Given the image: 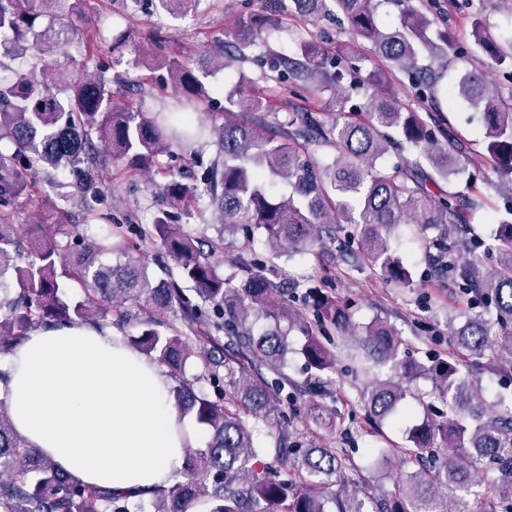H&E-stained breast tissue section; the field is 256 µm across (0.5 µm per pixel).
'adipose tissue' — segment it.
I'll return each mask as SVG.
<instances>
[{
	"label": "adipose tissue",
	"mask_w": 512,
	"mask_h": 512,
	"mask_svg": "<svg viewBox=\"0 0 512 512\" xmlns=\"http://www.w3.org/2000/svg\"><path fill=\"white\" fill-rule=\"evenodd\" d=\"M4 369L0 401L16 433L81 483L149 500L198 444L165 370L110 330L35 328Z\"/></svg>",
	"instance_id": "1"
}]
</instances>
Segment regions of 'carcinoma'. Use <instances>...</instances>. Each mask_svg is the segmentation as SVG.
<instances>
[{"instance_id":"cac0c4a2","label":"carcinoma","mask_w":512,"mask_h":512,"mask_svg":"<svg viewBox=\"0 0 512 512\" xmlns=\"http://www.w3.org/2000/svg\"><path fill=\"white\" fill-rule=\"evenodd\" d=\"M332 2L347 20L348 42L339 46L337 56L354 71L347 51L359 41L367 42L382 58L384 70L367 73L348 91L340 86L343 73L327 68L317 38L300 48L297 59L279 56V66L293 77L296 89L312 94L334 85L337 97L335 111L294 112L288 130L276 135L261 129V117L237 119L234 107L248 113L264 107L262 99L241 89L227 97L230 108L224 122L209 125L198 118L194 106L207 89L182 62L168 63L174 100L170 109L147 116L122 107L99 69L85 66L77 74L58 60L76 34L72 14L79 0H0V141L7 139L15 146L12 154H0V352L12 351L38 326L93 323L104 328L114 320L127 321L135 309L142 318L133 349L155 356L176 374L192 355L191 334L198 322L211 317L217 330L237 332L253 315L273 323L257 339H248L273 370L288 355L292 329L305 333L300 354L315 396L322 376L334 368L333 355L310 333L301 314L283 315L278 286L262 271L218 275L210 261L218 243L241 229L256 230L274 253L319 254L336 225L350 224L361 240V263L379 269L390 283L406 286L413 281L412 269L389 245L396 229L413 226L425 248L440 253L465 239L463 194L431 189L437 179L460 172L464 155L444 129L430 127L391 92L370 94L371 88L385 85L386 75L395 69L435 92L434 66L447 58L453 42L445 35L439 44L431 41L430 21L415 8L405 10L399 25L385 31L376 20L375 0ZM199 3L157 0V6L170 13L190 11ZM292 3L296 14L312 21L330 12L327 0ZM281 24L277 12L241 18L234 34L237 48L264 41ZM473 37L477 49L496 65H512L511 39V47H502L478 21ZM426 49L430 55L424 65L420 60ZM45 55L57 60L38 71L23 73L5 64L7 59L27 56L40 61ZM352 90L368 96L361 119L345 110ZM450 97L480 110L487 153L509 188L502 191L504 216L493 233L490 250L497 252V262L492 267L469 257L470 247L460 258H432L438 271L471 296L462 323L448 319V334L472 355L489 350L512 367V104L488 75L478 71L465 72ZM204 138L214 139L222 158L206 178L205 189L172 175L162 192L177 205L206 194L212 206L210 223L221 225L218 242L204 253L199 238L169 223L165 215L139 231L140 238L160 242L175 263L177 282L150 276L138 256L139 245L117 228L104 239L82 235L79 252L65 259L54 231L43 229L26 246L13 224L11 205L31 191L30 171L83 166L84 179L76 190L86 199L87 221L105 224L110 216L99 208L93 191L102 155L150 180L160 155L178 150L190 156ZM314 146L332 148V161L314 162ZM395 147L417 153L426 165L416 160L381 172L377 161ZM277 179L288 183V196L273 191ZM431 229L438 231L434 239L428 237ZM112 253L123 261L98 262V256ZM60 262L68 267L64 274L85 287L83 299L74 301L68 295L57 274ZM180 281L193 285L195 297L183 293ZM176 312L185 323L184 331L157 318ZM364 336L396 372V377L364 391L375 420L393 422L408 411V384L418 376L429 377L448 404L447 417L439 420L427 414L409 429L400 453L415 470L385 501L358 488L330 492L332 478L348 469V459L337 448L306 449L294 461L291 478L283 468L262 461L253 444L251 421L269 416L272 396L263 384L230 370L232 396L227 400L219 387L212 398L197 394L188 383L177 389L179 414L193 415L210 439L188 456L181 479L148 502L134 503L123 490L87 486L60 471L16 433L0 401V512H194L201 503L209 512H326L329 497L336 512H441L443 499L469 491L484 476L485 462L497 477L492 481L493 500L481 512H512V399L500 394L487 400L451 357L429 364L399 357L398 333L382 320L365 326Z\"/></svg>"}]
</instances>
